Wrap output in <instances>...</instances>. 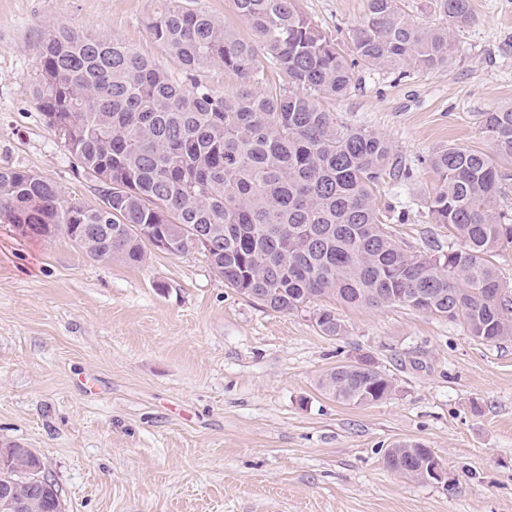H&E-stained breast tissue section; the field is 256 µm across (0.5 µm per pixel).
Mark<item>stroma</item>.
I'll list each match as a JSON object with an SVG mask.
<instances>
[{
    "mask_svg": "<svg viewBox=\"0 0 512 512\" xmlns=\"http://www.w3.org/2000/svg\"><path fill=\"white\" fill-rule=\"evenodd\" d=\"M161 4L0 0V168L98 205L33 98L38 46L60 26L96 32L187 84L145 26ZM299 7L345 50L366 0ZM471 8L473 23L451 31L447 70L359 67L349 94L324 102L410 168L409 181L375 191L410 250L455 243L424 217L428 156L491 153L481 115L512 104V0ZM317 309L275 312L196 251L131 267L0 224V444L40 455L65 512H512V337L485 343L404 307L339 303L346 332L334 338ZM364 355L392 380L389 396L358 406L320 389L326 371ZM408 441L442 461V483L386 467V450Z\"/></svg>",
    "mask_w": 512,
    "mask_h": 512,
    "instance_id": "stroma-1",
    "label": "stroma"
}]
</instances>
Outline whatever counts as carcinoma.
Instances as JSON below:
<instances>
[{"label":"carcinoma","instance_id":"1","mask_svg":"<svg viewBox=\"0 0 512 512\" xmlns=\"http://www.w3.org/2000/svg\"><path fill=\"white\" fill-rule=\"evenodd\" d=\"M350 30V54L299 8L298 0H233L244 38L215 16L165 0L147 19L153 38L194 73L224 66L241 84L220 92L186 88L117 39L55 28L39 45L36 104L77 161L101 204L64 196L55 183L20 168L0 169V223L31 238L89 224L86 256L139 265L153 247L143 226H163L174 255L197 250L226 286L288 313L322 297L353 307H405L464 324L494 343L512 336V308L492 254L512 244V215L500 210L502 163H512V105L482 113L494 155L456 147L428 158L436 182L427 223L461 240L443 252H412L387 231L373 187L409 179L388 142L345 125L319 99L342 98L357 64L387 71L448 68V27L473 20L470 0H366ZM286 84L255 93L259 60ZM329 337L345 333L335 309H318ZM362 356L339 364L321 389L352 405L383 400L392 382ZM0 448V487L30 501L26 512H62L56 484L36 453ZM431 459L419 442L387 449L394 473L417 481Z\"/></svg>","mask_w":512,"mask_h":512}]
</instances>
